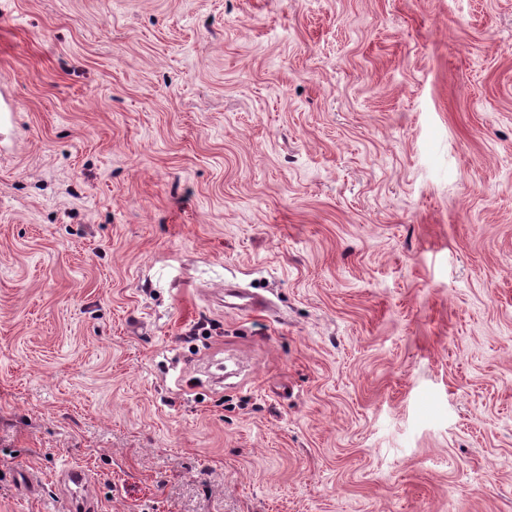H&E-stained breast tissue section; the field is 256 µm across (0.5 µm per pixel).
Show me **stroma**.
Here are the masks:
<instances>
[{
  "instance_id": "obj_1",
  "label": "stroma",
  "mask_w": 512,
  "mask_h": 512,
  "mask_svg": "<svg viewBox=\"0 0 512 512\" xmlns=\"http://www.w3.org/2000/svg\"><path fill=\"white\" fill-rule=\"evenodd\" d=\"M0 91V512H512V0H5ZM231 297L233 301L226 299ZM224 308L240 314H267L269 307L266 300L259 294L249 291L225 290ZM58 480L67 492L71 511L94 510L93 496L89 491L91 477L86 471L77 467H67L60 471Z\"/></svg>"
}]
</instances>
